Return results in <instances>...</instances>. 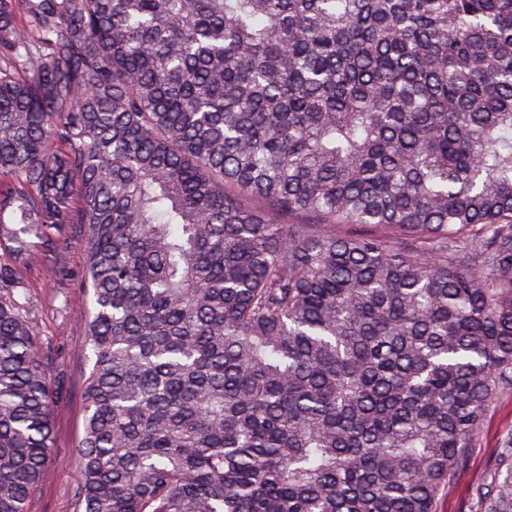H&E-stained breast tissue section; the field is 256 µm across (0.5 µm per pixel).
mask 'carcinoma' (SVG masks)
<instances>
[{
	"instance_id": "1",
	"label": "carcinoma",
	"mask_w": 512,
	"mask_h": 512,
	"mask_svg": "<svg viewBox=\"0 0 512 512\" xmlns=\"http://www.w3.org/2000/svg\"><path fill=\"white\" fill-rule=\"evenodd\" d=\"M71 224L76 512H437L512 391V0H0V512Z\"/></svg>"
}]
</instances>
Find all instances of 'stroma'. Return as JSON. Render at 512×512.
<instances>
[{
	"label": "stroma",
	"instance_id": "35a3bbf8",
	"mask_svg": "<svg viewBox=\"0 0 512 512\" xmlns=\"http://www.w3.org/2000/svg\"><path fill=\"white\" fill-rule=\"evenodd\" d=\"M74 239L62 258L66 280L34 269L25 273L22 293L27 312L40 329L42 352L54 380V448L31 512H74L80 472L73 448L83 431L82 382L90 369L81 345L86 338L91 295L81 284L86 255ZM512 433V394L499 398L485 417L480 437L471 448L465 469L453 489L440 498L438 512H471L472 490L488 476L500 451L502 439Z\"/></svg>",
	"mask_w": 512,
	"mask_h": 512
}]
</instances>
